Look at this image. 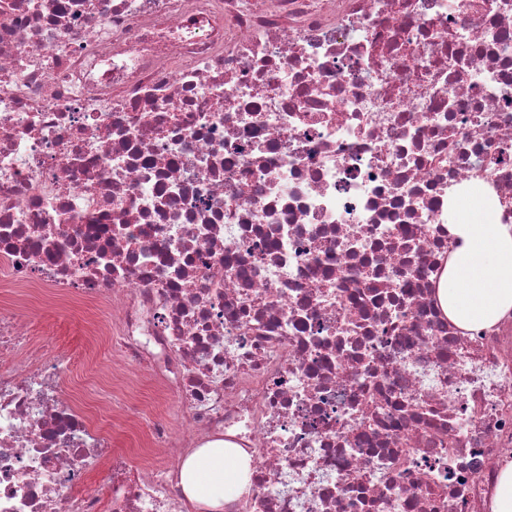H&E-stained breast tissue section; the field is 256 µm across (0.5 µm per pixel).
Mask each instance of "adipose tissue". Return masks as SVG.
Listing matches in <instances>:
<instances>
[{
	"label": "adipose tissue",
	"instance_id": "obj_1",
	"mask_svg": "<svg viewBox=\"0 0 512 512\" xmlns=\"http://www.w3.org/2000/svg\"><path fill=\"white\" fill-rule=\"evenodd\" d=\"M449 229L457 247L439 284L441 306L460 328H491L512 312V224L499 223L494 204L475 190L459 203ZM247 472L234 451L203 448L185 458L182 486L189 501L222 512Z\"/></svg>",
	"mask_w": 512,
	"mask_h": 512
}]
</instances>
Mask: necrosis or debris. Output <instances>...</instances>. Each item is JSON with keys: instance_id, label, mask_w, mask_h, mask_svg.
<instances>
[{"instance_id": "1", "label": "necrosis or debris", "mask_w": 512, "mask_h": 512, "mask_svg": "<svg viewBox=\"0 0 512 512\" xmlns=\"http://www.w3.org/2000/svg\"><path fill=\"white\" fill-rule=\"evenodd\" d=\"M472 187L512 223V0H0V512H196L216 441L225 512H493L512 315L437 297ZM18 288L176 396L141 463ZM247 461L223 447L201 448L182 464V486L187 499L220 512L247 482Z\"/></svg>"}]
</instances>
